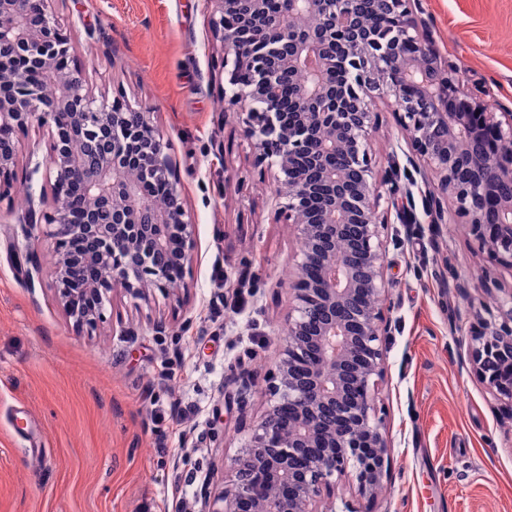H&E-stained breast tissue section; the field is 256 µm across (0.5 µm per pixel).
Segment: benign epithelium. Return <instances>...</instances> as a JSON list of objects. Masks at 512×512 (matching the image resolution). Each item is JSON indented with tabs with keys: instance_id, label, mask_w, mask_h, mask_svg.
I'll return each instance as SVG.
<instances>
[{
	"instance_id": "7a95c632",
	"label": "benign epithelium",
	"mask_w": 512,
	"mask_h": 512,
	"mask_svg": "<svg viewBox=\"0 0 512 512\" xmlns=\"http://www.w3.org/2000/svg\"><path fill=\"white\" fill-rule=\"evenodd\" d=\"M319 0H289V12L250 33L268 53L242 44L233 0H206L213 33L225 44L221 59L230 92L227 106L246 114L244 133L255 162L277 167L280 195L274 215L300 239L301 261L288 315L286 344L270 374V406L251 439L232 460L233 479L213 497L203 488L198 512H335L336 484L344 479L355 496L373 500L387 481V443L376 416L373 377L380 376L386 339L398 330L384 312L386 273L378 214L382 193L372 180L365 132L374 98L394 97L395 112L410 144L406 164L394 165L383 183L403 186L399 210L405 235L432 231L454 216L478 243V253L512 267V152L500 148L512 137V113L500 120L484 100L464 88L441 64L428 34L407 0H379L400 20L390 50L371 53L374 42L359 26L351 3L336 0V29L319 26ZM53 0H0V202L10 199L17 176L19 136L37 127L48 132L51 198L29 190L31 223L49 228L53 239L55 299L79 327L94 329L104 298L120 289L147 302L150 291L180 298L195 245V227L181 197L172 145L163 139L151 112L133 109L123 93L101 100L85 91L86 70L73 53L70 33L52 8ZM348 56L362 61L355 85H336L332 48L337 38ZM299 68L309 81L293 99L291 122L281 119L276 79ZM49 77L58 94L40 104V85L24 72ZM346 144L347 162L336 169V152ZM305 154L319 171L297 167ZM166 188L156 205L152 185ZM423 183L422 221L412 188ZM81 184L84 220L70 219V188ZM319 209L301 219L309 196ZM498 221L486 222L489 205ZM428 227H423V224ZM348 240L341 251L337 243ZM125 255L111 263L116 249ZM105 278L70 288L75 265L99 269ZM474 287L491 288L486 276ZM90 301L78 302L75 292ZM494 305L470 310V366L497 400L512 404V288H499Z\"/></svg>"
}]
</instances>
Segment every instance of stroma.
Instances as JSON below:
<instances>
[{
    "label": "stroma",
    "instance_id": "1",
    "mask_svg": "<svg viewBox=\"0 0 512 512\" xmlns=\"http://www.w3.org/2000/svg\"><path fill=\"white\" fill-rule=\"evenodd\" d=\"M85 88L123 91L171 141L196 224L187 299L110 293L97 330L57 304L52 242L25 235L20 207L0 204V512H168L171 487L197 512L202 487L219 493L269 406L266 378L285 346L299 239L273 221V174L253 164L242 113L229 110L205 0H55ZM465 86L489 111L512 110V0H419L414 8ZM369 132L382 179L409 151L386 101ZM16 185L40 188L48 138L21 136ZM387 344L377 414L388 480L361 512H512V404L472 373L447 309L481 299L454 275L477 269V244L448 221L438 238L381 231ZM41 271L28 278V254ZM166 323L164 332L154 321ZM252 388L236 401L243 380Z\"/></svg>",
    "mask_w": 512,
    "mask_h": 512
}]
</instances>
